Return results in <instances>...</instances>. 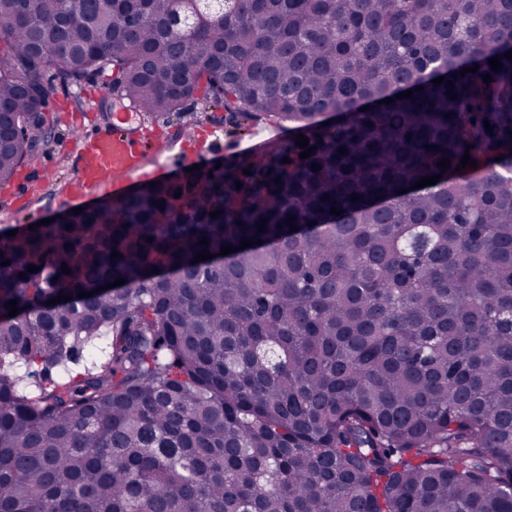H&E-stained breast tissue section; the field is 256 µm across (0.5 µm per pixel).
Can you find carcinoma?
Returning a JSON list of instances; mask_svg holds the SVG:
<instances>
[{"label":"carcinoma","mask_w":512,"mask_h":512,"mask_svg":"<svg viewBox=\"0 0 512 512\" xmlns=\"http://www.w3.org/2000/svg\"><path fill=\"white\" fill-rule=\"evenodd\" d=\"M119 9L0 0V185L48 138V70L291 135L0 233V512H512V0H237L187 28L132 2L123 36Z\"/></svg>","instance_id":"obj_1"}]
</instances>
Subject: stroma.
Wrapping results in <instances>:
<instances>
[{"mask_svg":"<svg viewBox=\"0 0 512 512\" xmlns=\"http://www.w3.org/2000/svg\"><path fill=\"white\" fill-rule=\"evenodd\" d=\"M50 92L47 118L52 128L46 146L31 160L23 163L9 184L0 186V230H12L29 223L71 211L72 203L66 198L67 182L72 178L76 165V151L82 138L94 133L103 122L99 108L107 92L103 84H85L67 90L56 82H49ZM218 111L206 108L201 94H194L185 103L182 114L170 122L142 120L139 130L146 144L172 137L175 129L189 124L198 131L194 145L176 143L169 154L167 166L170 174H178L197 164L200 155H207L210 162L224 158L225 145L239 142L257 131V124L239 127L237 132L225 131ZM223 131V141L210 143L207 132L211 128Z\"/></svg>","mask_w":512,"mask_h":512,"instance_id":"stroma-1","label":"stroma"}]
</instances>
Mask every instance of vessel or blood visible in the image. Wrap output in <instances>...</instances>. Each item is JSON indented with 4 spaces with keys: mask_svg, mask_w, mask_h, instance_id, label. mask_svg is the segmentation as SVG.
Wrapping results in <instances>:
<instances>
[{
    "mask_svg": "<svg viewBox=\"0 0 512 512\" xmlns=\"http://www.w3.org/2000/svg\"><path fill=\"white\" fill-rule=\"evenodd\" d=\"M130 119V112L115 113L111 128L82 140L69 200L123 192L132 175L143 169L145 157L136 132L128 127Z\"/></svg>",
    "mask_w": 512,
    "mask_h": 512,
    "instance_id": "obj_1",
    "label": "vessel or blood"
}]
</instances>
